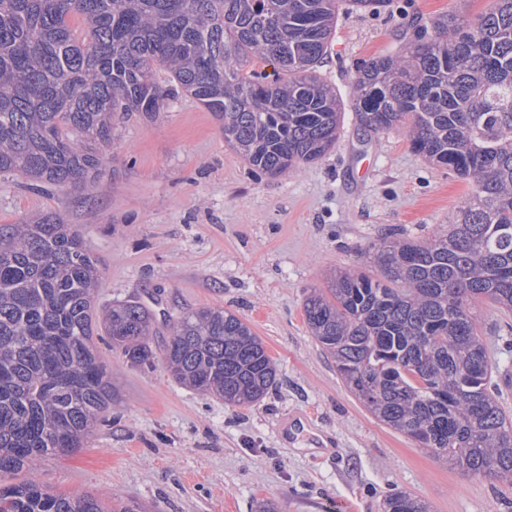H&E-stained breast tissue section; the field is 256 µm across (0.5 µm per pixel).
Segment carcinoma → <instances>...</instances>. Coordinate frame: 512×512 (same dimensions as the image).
I'll use <instances>...</instances> for the list:
<instances>
[{
  "instance_id": "1",
  "label": "carcinoma",
  "mask_w": 512,
  "mask_h": 512,
  "mask_svg": "<svg viewBox=\"0 0 512 512\" xmlns=\"http://www.w3.org/2000/svg\"><path fill=\"white\" fill-rule=\"evenodd\" d=\"M343 6L377 13L391 0H0V172L89 190L112 117L151 118L179 92L251 172L314 164L340 126L341 100L318 67ZM352 109L374 134L406 130L469 195L427 239L372 244L375 274L311 289L307 327L376 419L438 461L512 481V418L472 313L479 301L512 311V0L474 18L450 13L432 37L363 63ZM99 276L74 226L0 225V476L83 447L112 401L92 337L134 366L154 364L153 311L134 300L97 309ZM163 360L176 382L228 406L257 403L276 382L261 338L218 307L173 321ZM112 499L113 510L90 494L0 484V512H146ZM385 512L430 507L399 492Z\"/></svg>"
}]
</instances>
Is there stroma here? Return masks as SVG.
<instances>
[{"mask_svg": "<svg viewBox=\"0 0 512 512\" xmlns=\"http://www.w3.org/2000/svg\"><path fill=\"white\" fill-rule=\"evenodd\" d=\"M491 0H392L390 12L341 11L318 72L344 110L339 137L316 164L271 179L225 147L192 98L164 112L116 115L93 192L0 174V224L54 215L98 258L97 308L136 300L155 313L162 352L171 322L220 306L262 339L276 384L248 407L175 382L163 363L131 366L102 341L116 397L85 448L46 458L29 479L59 492L113 494L149 512H384L392 493L431 512H512V484L444 465L371 415L348 390L304 319L309 289L335 270H364L368 249L447 224L467 186L415 154L405 131L364 132L350 92L362 61L432 36L448 13L481 14ZM512 416V313L475 310Z\"/></svg>", "mask_w": 512, "mask_h": 512, "instance_id": "35a3bbf8", "label": "stroma"}]
</instances>
